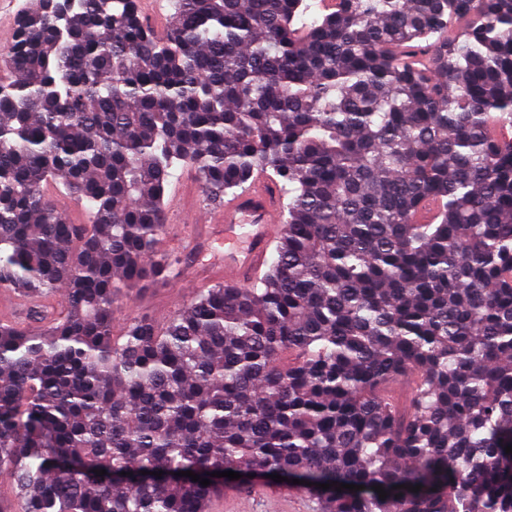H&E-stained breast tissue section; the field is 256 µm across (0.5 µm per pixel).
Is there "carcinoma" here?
Returning a JSON list of instances; mask_svg holds the SVG:
<instances>
[{
  "label": "carcinoma",
  "instance_id": "cac0c4a2",
  "mask_svg": "<svg viewBox=\"0 0 512 512\" xmlns=\"http://www.w3.org/2000/svg\"><path fill=\"white\" fill-rule=\"evenodd\" d=\"M324 2L172 0L161 32L138 0L21 14L0 288L29 307L0 321V475L24 512H204L228 470L322 512H512V0ZM177 164L214 205L279 187L272 260L115 337L118 296L169 267Z\"/></svg>",
  "mask_w": 512,
  "mask_h": 512
}]
</instances>
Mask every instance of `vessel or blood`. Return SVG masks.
<instances>
[{
    "label": "vessel or blood",
    "mask_w": 512,
    "mask_h": 512,
    "mask_svg": "<svg viewBox=\"0 0 512 512\" xmlns=\"http://www.w3.org/2000/svg\"><path fill=\"white\" fill-rule=\"evenodd\" d=\"M280 199L279 188L260 176L219 211L224 223L225 285L236 284L262 265L279 220Z\"/></svg>",
    "instance_id": "obj_1"
}]
</instances>
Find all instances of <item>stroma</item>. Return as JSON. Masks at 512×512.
I'll return each mask as SVG.
<instances>
[{
	"mask_svg": "<svg viewBox=\"0 0 512 512\" xmlns=\"http://www.w3.org/2000/svg\"><path fill=\"white\" fill-rule=\"evenodd\" d=\"M166 223L156 244L157 256L174 260L165 278L137 288L131 298H119L112 308V333L123 335L133 318L147 317L156 324L168 322L203 290L221 283L224 275L216 261L224 254V227L196 221L183 223L182 212H205L209 206L193 171L177 168L168 187Z\"/></svg>",
	"mask_w": 512,
	"mask_h": 512,
	"instance_id": "obj_1",
	"label": "stroma"
}]
</instances>
